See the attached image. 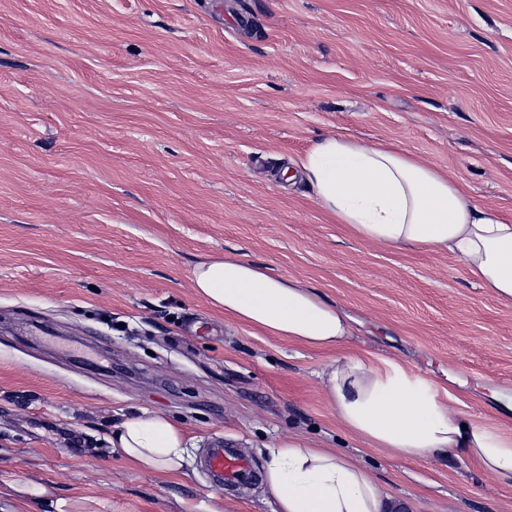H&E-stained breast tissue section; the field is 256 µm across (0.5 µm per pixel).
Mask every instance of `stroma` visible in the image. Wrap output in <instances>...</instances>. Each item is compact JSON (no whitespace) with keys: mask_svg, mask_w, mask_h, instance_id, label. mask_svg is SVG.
<instances>
[{"mask_svg":"<svg viewBox=\"0 0 512 512\" xmlns=\"http://www.w3.org/2000/svg\"><path fill=\"white\" fill-rule=\"evenodd\" d=\"M395 144L512 220V0H0V512L14 483L93 512H275L210 483L214 441L261 470L305 437L404 512H512L474 461L349 435L318 373L397 362L512 434V299L447 251L362 241L282 169L322 137ZM267 265L346 311L342 349L224 316L198 262ZM188 442L163 477L113 451L138 410Z\"/></svg>","mask_w":512,"mask_h":512,"instance_id":"35a3bbf8","label":"stroma"}]
</instances>
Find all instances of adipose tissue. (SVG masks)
Here are the masks:
<instances>
[{
  "label": "adipose tissue",
  "mask_w": 512,
  "mask_h": 512,
  "mask_svg": "<svg viewBox=\"0 0 512 512\" xmlns=\"http://www.w3.org/2000/svg\"><path fill=\"white\" fill-rule=\"evenodd\" d=\"M294 176L352 234L379 246L442 248L458 255L482 287L512 299V222L472 202L448 174L392 144L344 134L321 138ZM193 286L231 319L317 348L342 347L352 318L295 280L227 256L199 262ZM319 378L340 425L376 448L408 459L455 456L512 486V435L451 412L435 385L393 362L344 356ZM113 448L160 475L180 473L184 433L141 411L114 426ZM263 481L277 512H390L392 503L360 466L302 437L269 446Z\"/></svg>",
  "instance_id": "obj_1"
}]
</instances>
